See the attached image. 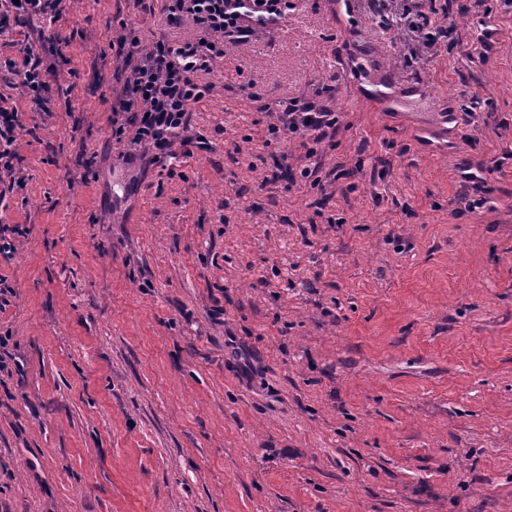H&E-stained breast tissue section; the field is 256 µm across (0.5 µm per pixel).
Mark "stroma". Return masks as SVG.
Returning a JSON list of instances; mask_svg holds the SVG:
<instances>
[{"instance_id": "obj_1", "label": "stroma", "mask_w": 512, "mask_h": 512, "mask_svg": "<svg viewBox=\"0 0 512 512\" xmlns=\"http://www.w3.org/2000/svg\"><path fill=\"white\" fill-rule=\"evenodd\" d=\"M293 2L226 48L190 114L207 149L163 166L112 140L109 42L197 37L166 0L0 33L59 88L43 112L0 84L23 177L0 225L28 231L0 257V512H512V0H448L457 42L399 67L423 90L399 103L359 77L398 53L371 15ZM322 87L320 185L275 175L307 160L267 146V105Z\"/></svg>"}]
</instances>
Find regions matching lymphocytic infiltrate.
Returning a JSON list of instances; mask_svg holds the SVG:
<instances>
[{
	"instance_id": "lymphocytic-infiltrate-1",
	"label": "lymphocytic infiltrate",
	"mask_w": 512,
	"mask_h": 512,
	"mask_svg": "<svg viewBox=\"0 0 512 512\" xmlns=\"http://www.w3.org/2000/svg\"><path fill=\"white\" fill-rule=\"evenodd\" d=\"M63 2L0 0V32L23 18L56 21ZM365 5L382 19L385 30L410 37L412 55L436 58L453 41L451 28L436 20V0H365ZM292 8V0H169L168 26L191 19L202 31L196 41L160 39L147 47L133 31L119 34L111 43L119 74L115 98L121 111L132 116L133 144L155 162L174 159L175 145L192 144L189 114L209 91L198 85V77L212 73L225 44L249 43L259 30L286 20ZM21 52L22 61L7 60L8 72L17 77L24 95L46 107L52 70L32 45H24ZM271 117L270 142L300 138L310 158L317 156L321 144L333 140L340 126L339 113L319 91L278 101Z\"/></svg>"
}]
</instances>
